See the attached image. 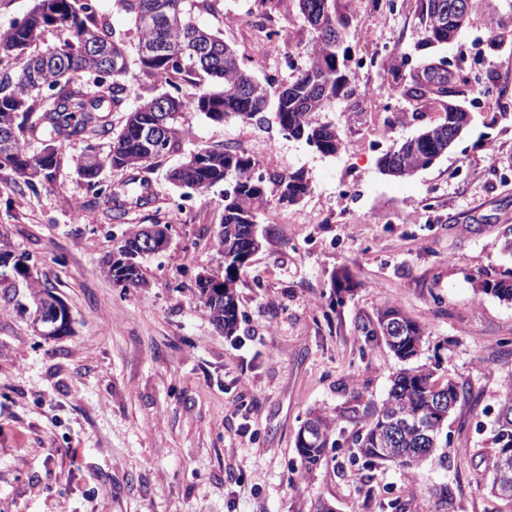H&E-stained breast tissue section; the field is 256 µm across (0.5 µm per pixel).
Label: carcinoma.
<instances>
[{"label":"carcinoma","instance_id":"cac0c4a2","mask_svg":"<svg viewBox=\"0 0 512 512\" xmlns=\"http://www.w3.org/2000/svg\"><path fill=\"white\" fill-rule=\"evenodd\" d=\"M50 12L31 8L21 19L0 29V56L18 61L15 73L0 75V169L9 168L25 182L47 179L58 165L60 145L71 140H90L109 135L106 154L87 146L76 164L80 179L94 195L102 193L112 200L116 210L127 203L145 200L143 189L148 180L141 173L151 170L162 157L183 153V160L168 175L179 197L194 192L220 190L224 210L216 242L224 253V274L196 278L198 300L207 309L214 324L232 336L237 331L239 312L237 283L258 251L247 227L260 224L261 211L270 203L290 205L311 191L304 169L286 173H265L261 161L233 148L197 146L184 150L189 139V118L203 115L222 123L233 118L242 123H266L274 120L284 135L303 140L321 154L334 156L343 142L336 126L317 120L336 100L352 92L350 46L344 33L353 16L351 0H297L298 8L315 41L306 51L296 74L277 86L261 82L244 66L235 49L224 43L219 33L199 25L195 6L189 0H114L116 7L129 15L131 31L110 27L90 0H49ZM458 0H423L422 42L443 45L459 34L456 24ZM48 27L57 29L58 42L39 53L28 49L36 44ZM97 47L90 52L87 46ZM136 56L141 75L160 88L152 97L139 96V103L127 112L119 131H112L104 113L125 110L133 90L126 82L131 56ZM398 92L414 109L437 104L445 112L436 123L398 141L379 160L382 174L407 178L427 166L437 156L448 153V136L464 131L472 115L461 105L450 102L446 89L451 81L448 70L428 57H421L401 74ZM167 100V110L159 103ZM159 130L160 138L150 141L148 134ZM41 141L34 152L28 137ZM132 169L138 175L123 187H103L104 168ZM140 230L126 233L117 251L128 256L129 263L108 265L107 274L123 288L143 283L142 256L138 255ZM29 257L12 251L0 252V276L9 267L18 276L29 277ZM479 290L512 301V279L482 280ZM35 319L47 324L50 335L67 332L69 318L57 314L54 297L47 286L34 288ZM397 315L403 321L399 336H385L382 318ZM395 357L405 367L393 376L387 398L355 441L357 456L364 464L391 462L415 468L448 446L443 440L445 421L433 411L436 401L452 400V406L467 399V391L449 381L439 387L433 371L413 365L420 353L425 328L395 305L378 309L374 328ZM405 419H418L426 430L402 427ZM319 429L315 437L296 449L302 465L315 469L326 457L334 420L320 411L308 414ZM493 448L485 458V468L496 478L498 454L512 448V419L495 423Z\"/></svg>","mask_w":512,"mask_h":512}]
</instances>
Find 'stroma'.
<instances>
[{
    "instance_id": "obj_1",
    "label": "stroma",
    "mask_w": 512,
    "mask_h": 512,
    "mask_svg": "<svg viewBox=\"0 0 512 512\" xmlns=\"http://www.w3.org/2000/svg\"><path fill=\"white\" fill-rule=\"evenodd\" d=\"M263 11L260 0H211L198 21L258 79L283 83L291 73L282 57L305 53L313 35L296 0H282L283 39L255 52L248 15ZM420 16L421 0L354 14L352 55L377 63L320 115L344 141L336 155L273 123L191 117L190 146L240 148L270 173L302 168L312 186L263 214L270 234L238 282L234 336L214 325L195 290L197 275L224 268L215 242L222 199L193 194L175 216L166 175L179 155L156 163L150 202L127 205L119 223L76 172L83 143L65 145L52 178L33 186L0 170V242L30 257L29 278L0 276V512H315L321 501L336 512H382L395 501L401 512H436L429 490L439 483L452 491L448 512H512L489 495L483 462L512 379V302L474 288L478 277H512V256L498 245L512 229V111H475L448 154L410 178L377 168L395 140L443 116L431 108L414 120L401 96L384 95L402 59L459 64L512 91V38L500 37L512 0H475L470 25L442 47H422ZM370 87L378 94L368 99ZM84 212L97 223H84ZM160 223L172 236L143 258V284L116 286L103 267L123 233ZM342 272L356 286L338 295L332 280ZM45 284L69 309L67 335L33 328L32 291ZM386 304L424 325L418 364L478 398L449 415L443 459L415 469L353 456L356 431L401 367L361 330ZM315 410L335 418L338 446L308 471L295 438Z\"/></svg>"
}]
</instances>
